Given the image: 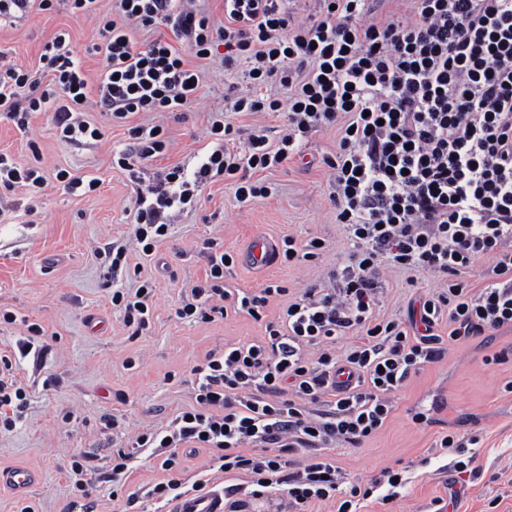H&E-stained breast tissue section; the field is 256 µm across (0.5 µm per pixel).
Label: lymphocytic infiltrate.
Listing matches in <instances>:
<instances>
[{"label": "lymphocytic infiltrate", "instance_id": "lymphocytic-infiltrate-1", "mask_svg": "<svg viewBox=\"0 0 512 512\" xmlns=\"http://www.w3.org/2000/svg\"><path fill=\"white\" fill-rule=\"evenodd\" d=\"M406 15L374 16L369 0H320L308 21L293 22L283 0H224V22L212 21L200 0H115L114 17L100 18L105 66L89 84L65 34L43 47L46 90L25 65L0 70V112L20 131L32 114L53 110L61 141L100 140L101 125L83 117L95 102L110 121L128 124L131 144L116 164L131 171L162 155L160 124L136 123L143 112H182L202 80L200 62L224 48L225 66L249 65L245 91L228 97L208 129L212 142L194 171L174 166L138 189L132 245L98 251L112 281L128 268L130 251L152 255L166 239L164 212L194 204L217 177L233 181L239 203L268 197L263 180L243 169L271 170L297 154L300 142L337 127L330 199L353 249L340 288L303 289L289 297L271 282L255 290L228 289L233 263L207 238L209 270L192 285L177 318L211 322L227 311L265 323L262 339L209 352L196 364L194 402L165 424L138 434L132 449H116L108 476L113 496L138 454L147 452L166 476L146 496L172 503L203 491L208 482L179 475L187 449L203 448L226 480L228 512L279 496L287 512L331 503L353 512L376 490L396 496L403 471L382 469L370 483L348 484L332 448L357 447L387 426L396 395L424 367L440 363L448 346L512 327V0H407ZM95 0H0V18L67 7L93 15ZM170 36H162L161 28ZM156 31L140 42L137 30ZM277 84L281 95L267 93ZM285 111L277 141L254 131L238 149L228 117ZM480 284L467 278L479 262ZM437 278L438 288L410 299L406 317L378 314L382 265ZM289 301L274 319L272 298ZM151 280L112 291L127 326H149ZM447 323V336L435 328ZM353 343L337 353L336 342ZM0 357V427L11 429L28 402ZM479 439L448 430L436 442L454 456L458 476H475ZM248 484L235 483L238 474Z\"/></svg>", "mask_w": 512, "mask_h": 512}]
</instances>
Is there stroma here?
<instances>
[{
    "instance_id": "obj_1",
    "label": "stroma",
    "mask_w": 512,
    "mask_h": 512,
    "mask_svg": "<svg viewBox=\"0 0 512 512\" xmlns=\"http://www.w3.org/2000/svg\"><path fill=\"white\" fill-rule=\"evenodd\" d=\"M112 5L113 0H97L92 17L61 8L32 11L12 25L0 22V66L38 67L44 44L64 30L88 81H96L104 66L103 57L92 50L102 41L97 19L111 15ZM246 70L243 63L225 68L223 57H215L204 66L196 100L181 118L138 115V122L164 125L170 146L135 177L112 166L113 153L129 145L125 127L107 124L95 104L87 105L85 118L104 125L105 134L81 146L58 139L52 112L34 113L25 133L0 113V153L17 166H38L47 179L36 199L22 188H0V310L16 316L14 323H0V356L17 357L15 377L30 394L15 428L0 432V468L23 466L40 476L23 493L0 488V512H20L26 505L35 512H72L74 453L85 452L99 471H106L113 449L130 447L140 432L192 404V368L208 352L262 339L264 322L232 312L210 323L175 317V308L189 300L191 286L206 276L203 239L218 238L234 253V264L224 271L229 288L256 289L276 281L295 292L322 283L328 268L344 267L352 244L336 222L330 170L322 162L336 150L337 133L331 127L304 140L298 156L263 173L272 188L268 198L241 204L231 181L208 184L193 210L172 212L170 234L153 256L130 252V265L156 285L146 333L133 335L112 305V287L103 277L97 248L130 237L139 185L173 165L197 166L209 147L212 113L223 111L225 96L243 85ZM61 170L98 179L97 191L66 193L56 179ZM288 234L300 242L319 237L326 248L318 260L278 262L262 273L246 265L244 251L254 238L277 242ZM380 281V313L387 317L405 315L414 290L437 285L425 275L417 287H408L404 274L391 268L382 270ZM32 322L46 330L48 350L38 361L17 356V343ZM496 351L504 352L505 363L485 364L484 356ZM509 377L512 329L453 347L443 361L414 376L397 394L396 415L381 432L361 447L333 451L353 482H367L385 467L408 470L409 482L393 500L365 501L361 512H435L438 498L453 499L455 512H512V393L503 390ZM416 406L432 409L434 424L412 423L407 412ZM68 412L76 422H64ZM107 414L122 417L119 430L105 429ZM451 426L479 433L476 478L458 480L449 457L434 449L438 436ZM164 476L153 460L139 457L128 479L135 500L112 498L104 482L93 497V510L153 512L155 505L144 493Z\"/></svg>"
}]
</instances>
